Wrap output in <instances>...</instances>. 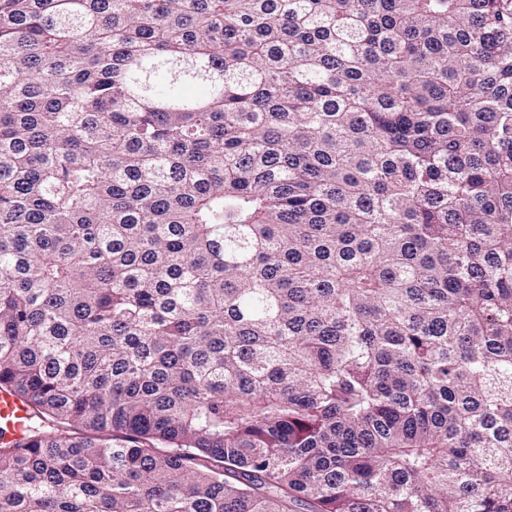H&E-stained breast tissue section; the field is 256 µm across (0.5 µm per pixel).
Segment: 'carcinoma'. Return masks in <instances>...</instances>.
<instances>
[{"label": "carcinoma", "instance_id": "carcinoma-1", "mask_svg": "<svg viewBox=\"0 0 512 512\" xmlns=\"http://www.w3.org/2000/svg\"><path fill=\"white\" fill-rule=\"evenodd\" d=\"M0 512H512V0H0ZM27 413L24 406L12 396L0 392V443L23 436L27 430Z\"/></svg>", "mask_w": 512, "mask_h": 512}]
</instances>
